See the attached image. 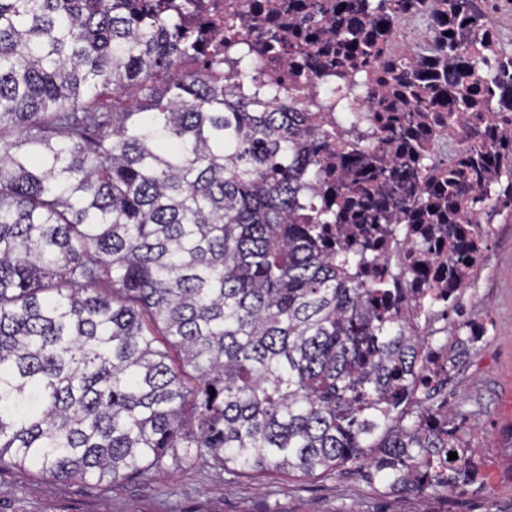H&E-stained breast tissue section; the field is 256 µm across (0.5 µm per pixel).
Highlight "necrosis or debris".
Returning a JSON list of instances; mask_svg holds the SVG:
<instances>
[{
    "mask_svg": "<svg viewBox=\"0 0 512 512\" xmlns=\"http://www.w3.org/2000/svg\"><path fill=\"white\" fill-rule=\"evenodd\" d=\"M178 16L197 40L201 60L224 62V78L251 61L257 105L280 103L305 113L307 154L318 177L304 200L328 217L329 238L343 249L364 251L365 279L383 288L405 315L410 333L422 335L419 360L427 373L414 393L392 396L407 407L446 373L451 313L464 309L484 262L501 204L512 199V179L498 167L469 164L488 154L512 157V82L481 87L480 103L460 107L451 87L471 84L448 41L481 52L496 69L512 73V0H471L470 22L454 23L457 0H375L373 20L382 35L365 65L336 67L331 49L336 16H307L316 0H148ZM281 88L280 100L266 91ZM490 107H483V100ZM463 173L456 187L464 211L462 230L423 216L424 207L444 210L438 190L451 172ZM366 191L380 207L379 220L361 224L348 202L350 190Z\"/></svg>",
    "mask_w": 512,
    "mask_h": 512,
    "instance_id": "4bbe7bcc",
    "label": "necrosis or debris"
}]
</instances>
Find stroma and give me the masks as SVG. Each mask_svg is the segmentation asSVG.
<instances>
[{
  "instance_id": "stroma-1",
  "label": "stroma",
  "mask_w": 512,
  "mask_h": 512,
  "mask_svg": "<svg viewBox=\"0 0 512 512\" xmlns=\"http://www.w3.org/2000/svg\"><path fill=\"white\" fill-rule=\"evenodd\" d=\"M471 318L492 330L474 345L448 347V370L423 405L473 412L460 441L472 484L452 492L385 489L364 461L315 478L235 477L213 463L171 460L150 479L92 486L36 469L0 472V512H512V223L501 224L479 273Z\"/></svg>"
}]
</instances>
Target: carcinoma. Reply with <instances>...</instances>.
<instances>
[{
	"label": "carcinoma",
	"mask_w": 512,
	"mask_h": 512,
	"mask_svg": "<svg viewBox=\"0 0 512 512\" xmlns=\"http://www.w3.org/2000/svg\"><path fill=\"white\" fill-rule=\"evenodd\" d=\"M369 23L336 0V61ZM196 59L145 0H0V468L102 485L169 457L313 478L365 456L394 489L473 481L458 428L387 401L416 355L363 252L294 220L301 113Z\"/></svg>",
	"instance_id": "obj_1"
}]
</instances>
